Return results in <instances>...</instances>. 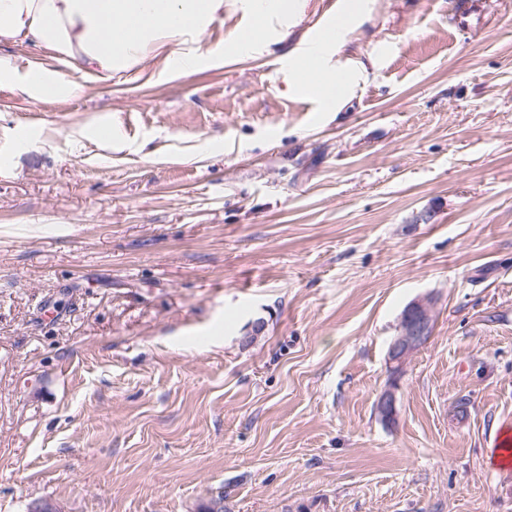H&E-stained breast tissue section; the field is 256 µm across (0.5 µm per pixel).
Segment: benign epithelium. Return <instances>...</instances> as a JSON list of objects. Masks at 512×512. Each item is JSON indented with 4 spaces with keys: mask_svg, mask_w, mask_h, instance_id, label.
Listing matches in <instances>:
<instances>
[{
    "mask_svg": "<svg viewBox=\"0 0 512 512\" xmlns=\"http://www.w3.org/2000/svg\"><path fill=\"white\" fill-rule=\"evenodd\" d=\"M433 327V299L422 297L412 301L402 312L399 332L388 346L389 370L392 372L402 370L406 362L427 343ZM395 390L396 385H389L377 401L378 413L388 424H394L398 419Z\"/></svg>",
    "mask_w": 512,
    "mask_h": 512,
    "instance_id": "benign-epithelium-1",
    "label": "benign epithelium"
}]
</instances>
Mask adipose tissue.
<instances>
[{
	"label": "adipose tissue",
	"instance_id": "ef3b65f1",
	"mask_svg": "<svg viewBox=\"0 0 512 512\" xmlns=\"http://www.w3.org/2000/svg\"><path fill=\"white\" fill-rule=\"evenodd\" d=\"M0 0V44L31 43L50 56L64 55L98 80L127 70L149 52L166 48L190 73L195 56L180 53L184 37L198 35L224 10V0ZM335 36L309 42L288 54L293 92L316 98L325 112L340 111L367 77L363 63L345 59L343 49L360 15L341 8Z\"/></svg>",
	"mask_w": 512,
	"mask_h": 512
}]
</instances>
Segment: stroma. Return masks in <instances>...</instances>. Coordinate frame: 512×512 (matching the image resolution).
<instances>
[{"label": "stroma", "mask_w": 512, "mask_h": 512, "mask_svg": "<svg viewBox=\"0 0 512 512\" xmlns=\"http://www.w3.org/2000/svg\"><path fill=\"white\" fill-rule=\"evenodd\" d=\"M335 3L228 59L225 0L188 75L0 45V512H512V0H373L320 112L283 66ZM70 85L69 82H65L63 79H57L51 84L41 82L38 78L28 79L23 85L19 87L21 93L33 100H43V98L52 89L56 93H60L65 87ZM434 327L433 299L422 297L412 301L402 312L399 332L387 350L390 372L400 371L431 337ZM396 385L390 384L380 394L377 401V410L381 418L388 424H395L398 419L397 401L395 396Z\"/></svg>", "instance_id": "35a3bbf8"}]
</instances>
